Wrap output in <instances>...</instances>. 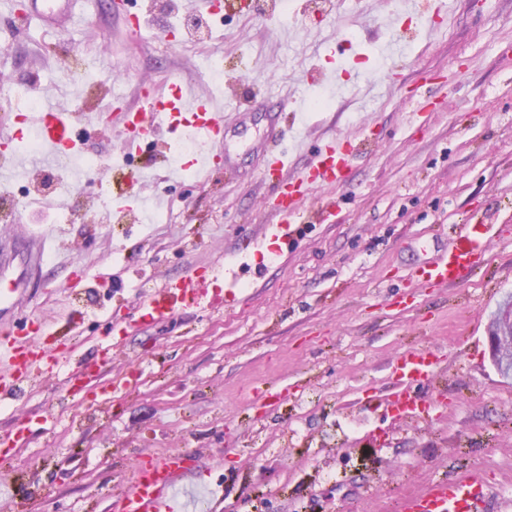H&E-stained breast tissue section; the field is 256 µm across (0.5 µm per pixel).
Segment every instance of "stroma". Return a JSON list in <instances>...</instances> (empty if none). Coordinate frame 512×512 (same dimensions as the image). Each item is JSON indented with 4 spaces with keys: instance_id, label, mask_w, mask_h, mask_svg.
Wrapping results in <instances>:
<instances>
[{
    "instance_id": "35a3bbf8",
    "label": "stroma",
    "mask_w": 512,
    "mask_h": 512,
    "mask_svg": "<svg viewBox=\"0 0 512 512\" xmlns=\"http://www.w3.org/2000/svg\"><path fill=\"white\" fill-rule=\"evenodd\" d=\"M148 2L81 0L76 23L52 29L0 15V75L37 77L43 102L86 113L78 153L105 162L70 194L72 223L0 212L17 244L46 237L17 328L52 356L0 407V442L24 438L0 458V506L109 512L138 462L181 453L191 469L180 500L206 492L211 512H400L472 468L490 512H512V383L492 369L486 339L488 314L512 292V0H428L443 7L441 27L412 24L398 42L386 22L400 0H284L247 17L242 0H217L205 34L165 0ZM137 11L148 29L138 38L124 22ZM331 51L345 80L303 82ZM85 54L96 65L81 100L70 73ZM209 56L224 59L223 91L329 98L286 128L289 172L330 138L370 140L348 184L309 193L287 251L271 240L261 114L243 121L225 107L207 172L174 169L182 131L126 146L118 105L176 75L210 90ZM430 96L446 108L421 111ZM145 169L151 180L131 186ZM168 208L173 221L153 223ZM459 224L491 228L480 272L450 287L414 282ZM227 263L242 264L248 286L218 307ZM188 277L193 304L141 318L157 285ZM409 350L434 352L439 369L418 389L425 412L395 416L385 399ZM82 362L92 376L66 382ZM254 388L281 398L263 407Z\"/></svg>"
}]
</instances>
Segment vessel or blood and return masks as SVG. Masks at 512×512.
<instances>
[{
	"instance_id": "vessel-or-blood-1",
	"label": "vessel or blood",
	"mask_w": 512,
	"mask_h": 512,
	"mask_svg": "<svg viewBox=\"0 0 512 512\" xmlns=\"http://www.w3.org/2000/svg\"><path fill=\"white\" fill-rule=\"evenodd\" d=\"M25 122L37 129L40 154L30 157L14 151L0 158V177L27 176L37 169L66 167L77 147L73 136V115L62 108L45 106L30 113ZM123 127L128 144L134 145L157 136L163 130L187 128L200 142L201 149L193 164L212 162L210 147L225 134L224 102L210 92H201L184 81L172 79L162 90H143L139 103L127 108ZM358 147L347 140H328L315 156L309 169L297 175L288 174L282 154L267 151L263 155L262 179L277 190L274 213L279 222L296 233V222L302 214L303 201L311 189L338 185L345 181L346 171ZM485 253V241L475 225L466 224L451 237L448 248L437 258L419 265L412 273L415 280L433 285H453L464 275L474 273ZM43 237L31 238L21 259L4 255L0 260L15 266L16 277L8 290H0V316L13 312L23 300L21 287L27 276L44 260ZM193 293L192 279L163 283L142 305L145 318H166L177 304L186 302ZM39 356L33 340L11 343L0 356V404L12 400L35 370ZM439 368L438 358L430 352L412 350L404 353L392 369L395 381L390 401L404 412L416 409L417 386L433 376ZM187 472L186 459L169 455L160 462L140 467L134 485L112 501V512H176L173 492ZM402 512H487L485 482L479 471L442 479L425 491L407 498Z\"/></svg>"
}]
</instances>
